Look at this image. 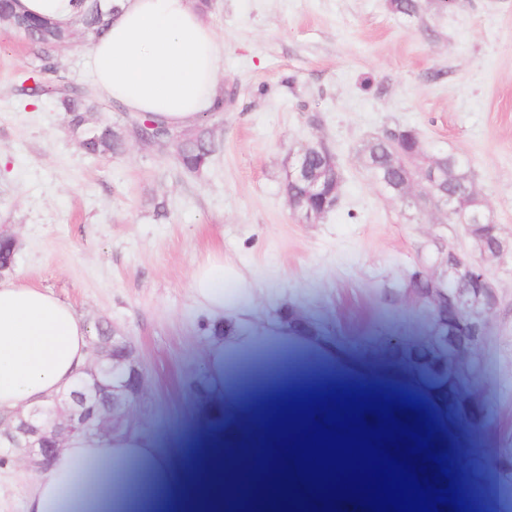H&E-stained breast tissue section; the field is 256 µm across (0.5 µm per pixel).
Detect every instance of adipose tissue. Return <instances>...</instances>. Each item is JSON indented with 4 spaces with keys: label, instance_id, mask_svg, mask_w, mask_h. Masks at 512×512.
I'll return each mask as SVG.
<instances>
[{
    "label": "adipose tissue",
    "instance_id": "adipose-tissue-1",
    "mask_svg": "<svg viewBox=\"0 0 512 512\" xmlns=\"http://www.w3.org/2000/svg\"><path fill=\"white\" fill-rule=\"evenodd\" d=\"M106 36L89 49L97 89L133 113L150 112L172 132L193 129L219 94L220 40L196 0H114ZM224 255L212 254L195 267L191 288L211 314L224 313ZM90 328L72 304L51 292L13 278L0 279V418L52 399L71 388L90 364ZM275 403L231 411L215 398L184 439L200 451L204 478L175 499L176 512H224L259 466L284 468L285 441L266 432ZM233 466H226V455ZM107 459L137 463L130 491L112 500L111 472H98ZM189 461H166L137 432H120L107 441L75 436L49 469L36 472L25 512H140L142 492L160 470L184 478ZM95 472L92 490L74 487L77 470Z\"/></svg>",
    "mask_w": 512,
    "mask_h": 512
}]
</instances>
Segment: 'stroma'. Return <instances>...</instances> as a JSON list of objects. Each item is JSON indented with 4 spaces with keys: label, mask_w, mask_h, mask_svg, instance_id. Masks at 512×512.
<instances>
[{
    "label": "stroma",
    "mask_w": 512,
    "mask_h": 512,
    "mask_svg": "<svg viewBox=\"0 0 512 512\" xmlns=\"http://www.w3.org/2000/svg\"><path fill=\"white\" fill-rule=\"evenodd\" d=\"M206 19L225 105L200 117L217 148L199 173L132 137L122 154H85L53 97L23 94L33 48L0 25V232L17 241L14 277L128 336L148 377L137 414L157 447L175 448L221 382L260 357L322 352L377 393L418 397L436 445L456 451V478L512 512V0L429 2L413 19L388 0H212ZM88 46L75 35L45 82L93 86ZM396 124L470 161L508 245L488 264L498 303L467 363L439 347L404 285L440 250L479 259L469 227L392 199L358 159ZM316 139L343 183L336 210L308 223L282 185L290 154ZM217 249L239 274L219 317L191 290ZM291 310L304 335L280 325ZM20 458L0 448V512H25L33 469Z\"/></svg>",
    "instance_id": "stroma-1"
}]
</instances>
